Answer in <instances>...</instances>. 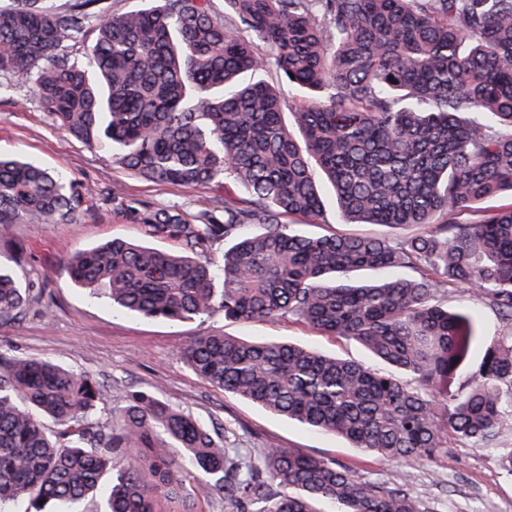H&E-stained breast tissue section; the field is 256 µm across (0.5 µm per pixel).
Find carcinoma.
I'll use <instances>...</instances> for the list:
<instances>
[{
    "mask_svg": "<svg viewBox=\"0 0 512 512\" xmlns=\"http://www.w3.org/2000/svg\"><path fill=\"white\" fill-rule=\"evenodd\" d=\"M52 2L0 11V75L30 82L63 131L119 148L144 180L246 188L191 216L112 198L115 215L180 251L114 239L67 259L72 282L144 318L292 319L358 342L419 387L279 340L207 333L182 356L212 386L386 461L431 459L450 432L495 443L512 425V0H224L222 14L212 0L120 14ZM78 44L81 60L67 50ZM320 177L345 220L422 232L299 233L285 217L325 222ZM86 211L78 182L0 157L1 227ZM359 270L380 279L350 282ZM450 288L508 327L474 368L477 313L442 305ZM30 302L0 269V327ZM459 370L468 378L450 397ZM104 401L88 375L0 354V512L21 500L25 512H77L90 497L97 512H210L194 495L202 481L229 512H426L407 484L300 448H262V465L244 466L223 433L149 392L100 425Z\"/></svg>",
    "mask_w": 512,
    "mask_h": 512,
    "instance_id": "1",
    "label": "carcinoma"
}]
</instances>
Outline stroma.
<instances>
[{"label":"stroma","mask_w":512,"mask_h":512,"mask_svg":"<svg viewBox=\"0 0 512 512\" xmlns=\"http://www.w3.org/2000/svg\"><path fill=\"white\" fill-rule=\"evenodd\" d=\"M0 155L37 161L48 171L77 181L90 208L73 223L40 224L24 217L0 234V267L26 288L43 296L15 326L0 328V354L47 360L85 373L101 385L106 404L97 414L109 422L127 392L145 390L174 409L190 414L206 428L225 429L226 447L240 456L288 444L355 469L363 479L388 484L408 482L427 512H512V476L500 457L512 449V429L496 445L481 446L448 436L447 449L434 459L388 463L351 447L338 436L274 415L261 406L212 387L185 363L180 350L189 337L221 333L245 340H289L322 353L371 363L359 343L318 334L293 320L233 322L217 313L182 323L145 319L95 298L72 283L64 267L71 255L114 239L142 241L139 225L112 212L113 197L174 206L193 213L204 200L223 201L242 186L213 183L202 188L157 185L132 175L111 148H99L67 136L34 97L29 82L0 81ZM306 235L358 233L405 238L415 226L391 229L350 224L328 208L327 221H295Z\"/></svg>","instance_id":"1"}]
</instances>
